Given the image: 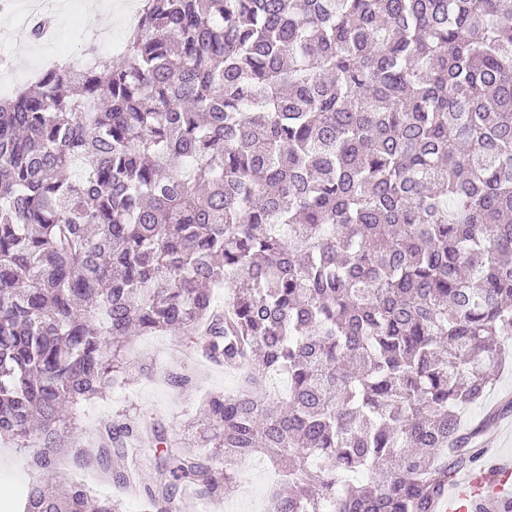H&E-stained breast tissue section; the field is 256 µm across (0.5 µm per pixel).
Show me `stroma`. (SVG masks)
I'll list each match as a JSON object with an SVG mask.
<instances>
[{
    "mask_svg": "<svg viewBox=\"0 0 512 512\" xmlns=\"http://www.w3.org/2000/svg\"><path fill=\"white\" fill-rule=\"evenodd\" d=\"M132 0H81L71 16H55L56 41L42 43L33 40L7 41L0 45V63H12L9 72L0 70V97L9 96L14 89L31 81L48 63L67 57L78 64L80 53L92 45L94 37H101L99 52L119 56L128 24L123 18L124 8ZM131 375L130 382L120 391L106 390L102 395L83 402L75 411L76 423L85 443H93L98 431L110 424L115 414L123 412L142 421L161 424L168 436L180 433L189 421L201 418L203 397L210 392H229L238 385L234 372L203 368L197 360V349L185 336L158 332L135 337L124 355ZM195 370L201 379L194 392L181 394L164 379L171 370ZM512 395V367L505 369L486 399L471 407L464 416L465 424L484 422L485 435L496 436L504 453L512 454V427H504L500 420H486L490 407L504 395ZM30 451L18 447L10 439L0 438V500L13 488L38 481L39 472L29 468Z\"/></svg>",
    "mask_w": 512,
    "mask_h": 512,
    "instance_id": "obj_1",
    "label": "stroma"
}]
</instances>
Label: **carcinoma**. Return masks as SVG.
I'll list each match as a JSON object with an SVG mask.
<instances>
[{"label": "carcinoma", "mask_w": 512, "mask_h": 512, "mask_svg": "<svg viewBox=\"0 0 512 512\" xmlns=\"http://www.w3.org/2000/svg\"><path fill=\"white\" fill-rule=\"evenodd\" d=\"M161 331L239 375L203 400L210 452L125 413L85 451L73 410ZM506 336L512 0H141L120 57L0 98V438L47 477L69 456L123 492L148 435L152 512L259 452L263 512H431Z\"/></svg>", "instance_id": "1"}]
</instances>
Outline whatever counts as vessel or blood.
Here are the masks:
<instances>
[{
	"label": "vessel or blood",
	"instance_id": "obj_1",
	"mask_svg": "<svg viewBox=\"0 0 512 512\" xmlns=\"http://www.w3.org/2000/svg\"><path fill=\"white\" fill-rule=\"evenodd\" d=\"M512 505V457L485 448L479 467L468 469L445 494L433 512H504Z\"/></svg>",
	"mask_w": 512,
	"mask_h": 512
}]
</instances>
